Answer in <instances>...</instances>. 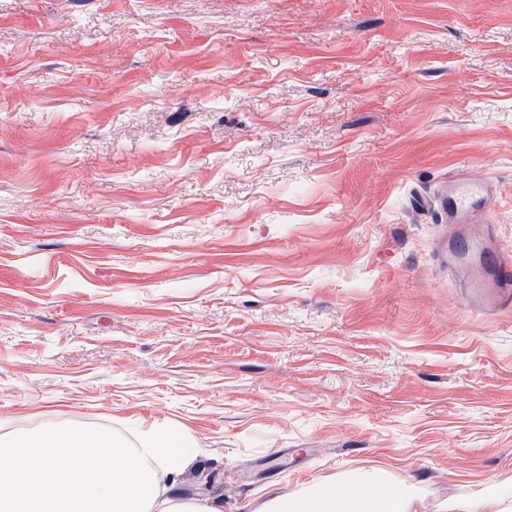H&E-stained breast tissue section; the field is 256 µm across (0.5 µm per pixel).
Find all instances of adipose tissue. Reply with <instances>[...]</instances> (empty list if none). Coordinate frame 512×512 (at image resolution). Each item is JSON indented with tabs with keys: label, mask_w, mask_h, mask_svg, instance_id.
Masks as SVG:
<instances>
[{
	"label": "adipose tissue",
	"mask_w": 512,
	"mask_h": 512,
	"mask_svg": "<svg viewBox=\"0 0 512 512\" xmlns=\"http://www.w3.org/2000/svg\"><path fill=\"white\" fill-rule=\"evenodd\" d=\"M195 455L185 437L152 432L130 446L110 432L64 426L0 436V512H222L219 503L171 495ZM412 485L378 469L341 488L270 498L264 512H418Z\"/></svg>",
	"instance_id": "1"
}]
</instances>
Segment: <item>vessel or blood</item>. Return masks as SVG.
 Instances as JSON below:
<instances>
[{
    "label": "vessel or blood",
    "instance_id": "obj_1",
    "mask_svg": "<svg viewBox=\"0 0 512 512\" xmlns=\"http://www.w3.org/2000/svg\"><path fill=\"white\" fill-rule=\"evenodd\" d=\"M441 206L451 237L461 234V225L488 222L498 207L492 180L467 174L450 175L442 191ZM448 268L458 273L469 302L477 308L512 304V255L482 240L477 253L463 257L448 250Z\"/></svg>",
    "mask_w": 512,
    "mask_h": 512
}]
</instances>
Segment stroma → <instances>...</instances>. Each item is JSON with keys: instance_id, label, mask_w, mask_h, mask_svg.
Here are the masks:
<instances>
[{"instance_id": "stroma-1", "label": "stroma", "mask_w": 512, "mask_h": 512, "mask_svg": "<svg viewBox=\"0 0 512 512\" xmlns=\"http://www.w3.org/2000/svg\"><path fill=\"white\" fill-rule=\"evenodd\" d=\"M453 172L512 251V0H0V435L189 434L223 512L361 468L494 512L512 307L416 205ZM479 251L465 259L448 242V270L458 273L460 287L476 308H499L512 304V255L496 249L488 238Z\"/></svg>"}]
</instances>
